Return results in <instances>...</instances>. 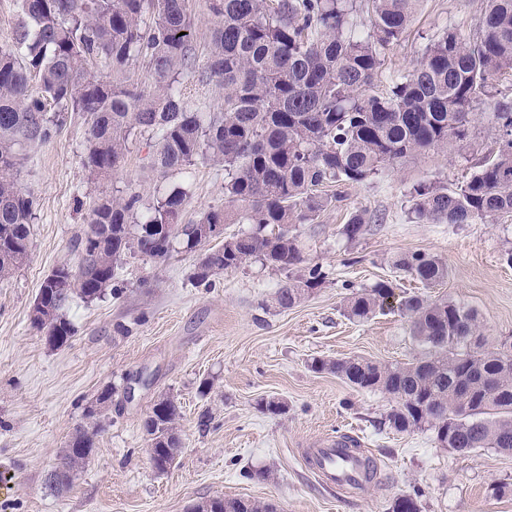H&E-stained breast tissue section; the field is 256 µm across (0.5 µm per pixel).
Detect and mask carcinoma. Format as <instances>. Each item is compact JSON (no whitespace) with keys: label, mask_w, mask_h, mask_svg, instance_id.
Returning a JSON list of instances; mask_svg holds the SVG:
<instances>
[{"label":"carcinoma","mask_w":512,"mask_h":512,"mask_svg":"<svg viewBox=\"0 0 512 512\" xmlns=\"http://www.w3.org/2000/svg\"><path fill=\"white\" fill-rule=\"evenodd\" d=\"M420 0H209L215 19L204 60L196 53L188 0H18L14 47L0 50V279L25 261L36 200L15 180L21 150L49 141L66 114L87 124L84 167L90 178L110 177L136 136L154 141V166L180 172L199 161L224 165V207L179 223L186 191L176 187L134 220L141 198H105L76 241L77 268H55L66 286L45 279L51 298L35 326L68 343L71 324L61 311L79 296L94 300L118 282L121 260L140 255L163 264L182 243L200 248L199 282L260 259L289 271L305 262L290 227L313 220L343 197L320 194L334 183L359 184L387 167L430 151L467 146L474 107L489 81L512 73V0H485L473 32L446 29L428 41L412 66L388 87L373 79L383 53L399 41ZM142 60L156 76L149 90L121 79L123 67ZM104 63L110 71L101 72ZM38 79L39 91L30 83ZM216 80L224 91L218 112H195L187 89ZM491 124L497 152L482 157L463 183L413 187L415 219L431 224H476L512 217V100L499 103ZM210 224H247L222 244L203 236ZM368 220L353 214L341 233L361 237ZM426 288L448 278V265L425 252L394 261ZM317 264L287 278L277 304L291 308L321 287ZM393 287L380 281L347 297V316L369 319ZM400 309L425 353L406 363L362 357L315 358L351 387L381 391L400 401L380 426L400 433L429 430L442 448L464 455L482 448L512 453V342L486 347L475 310L447 298L409 295ZM103 390L85 408L88 425L60 454L50 486H71L96 453L94 436ZM180 407L170 397L153 404L145 422L153 467L181 453ZM191 512H280L272 502L211 498Z\"/></svg>","instance_id":"1"}]
</instances>
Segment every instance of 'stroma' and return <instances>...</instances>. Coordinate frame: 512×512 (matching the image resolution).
Masks as SVG:
<instances>
[{
    "mask_svg": "<svg viewBox=\"0 0 512 512\" xmlns=\"http://www.w3.org/2000/svg\"><path fill=\"white\" fill-rule=\"evenodd\" d=\"M483 0H420L402 38L384 52L375 84L389 85L420 56L431 36L448 28L473 31ZM512 97V77L497 76L475 107L480 121L470 147L446 157L429 154L354 185H340V205L297 225L307 263L319 264L321 288L294 307L279 308L285 278L254 260L197 282V252L179 247L163 265L126 258L116 291L93 301L77 298L65 310L74 335L50 347L30 311L44 279L62 264L77 266L76 241L102 199L139 194L143 204L173 187L187 196L182 222L224 204V167L203 163L161 174L155 148L133 142L121 170L91 182L84 167L83 117L69 114L48 142L29 148L16 180L38 205L27 260L0 280V512H190L213 498L279 502L282 512H391L396 498L416 496L420 512H512V454L485 449L457 455L431 433H398L378 423L393 406L381 392L357 391L330 372L310 368L316 358L361 356L406 362L421 349L397 305L365 321L344 313L347 297L384 280L396 296L427 293L474 309L484 336H512V220L423 224L412 213L410 189L421 181L467 180L477 156L495 146L491 115ZM364 213L367 230L348 241L341 229ZM422 251L448 265L447 279L424 289L392 261ZM213 388L201 395V380ZM97 452L70 488L52 491L47 478L84 408L103 388ZM163 395L181 405L183 448L164 474L151 467L145 421ZM275 399L284 412H263ZM208 426H201L202 414ZM348 434L369 449L378 475L351 494L318 481L300 450L329 435ZM264 470L266 480L248 479Z\"/></svg>",
    "mask_w": 512,
    "mask_h": 512,
    "instance_id": "obj_1",
    "label": "stroma"
}]
</instances>
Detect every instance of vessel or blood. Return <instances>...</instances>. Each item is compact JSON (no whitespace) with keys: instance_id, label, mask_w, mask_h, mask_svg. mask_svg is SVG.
<instances>
[{"instance_id":"vessel-or-blood-1","label":"vessel or blood","mask_w":512,"mask_h":512,"mask_svg":"<svg viewBox=\"0 0 512 512\" xmlns=\"http://www.w3.org/2000/svg\"><path fill=\"white\" fill-rule=\"evenodd\" d=\"M303 455L323 484L357 492L365 489L367 455L362 450L345 447L339 438L331 436L312 443Z\"/></svg>"}]
</instances>
